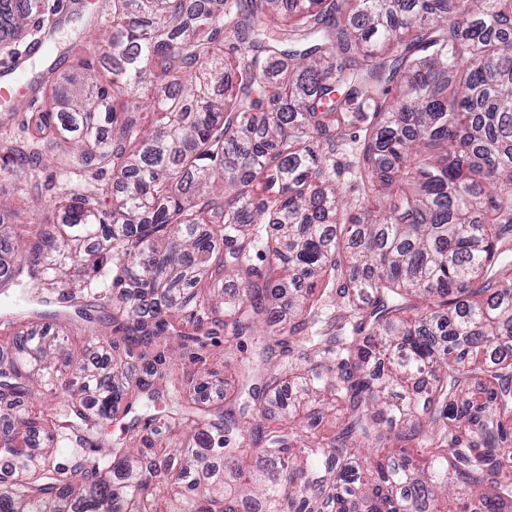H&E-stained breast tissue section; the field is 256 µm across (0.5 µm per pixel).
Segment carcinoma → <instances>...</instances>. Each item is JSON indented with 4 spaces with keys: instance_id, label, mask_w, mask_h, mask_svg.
Here are the masks:
<instances>
[{
    "instance_id": "carcinoma-1",
    "label": "carcinoma",
    "mask_w": 512,
    "mask_h": 512,
    "mask_svg": "<svg viewBox=\"0 0 512 512\" xmlns=\"http://www.w3.org/2000/svg\"><path fill=\"white\" fill-rule=\"evenodd\" d=\"M106 2L112 85L52 65L38 135L0 118L1 180L63 179L32 240L0 200V512H512V0ZM57 24L0 0V52ZM245 349L239 347L234 341L233 344H224V341L209 345L205 350L206 362L193 364L187 359L182 363L177 362L168 370L173 372L179 378H189L194 381L207 380L211 374L218 373L224 376L225 365L228 364V370L234 372L236 368H243L248 363V358L253 349V341L246 340ZM172 369V370H170Z\"/></svg>"
}]
</instances>
